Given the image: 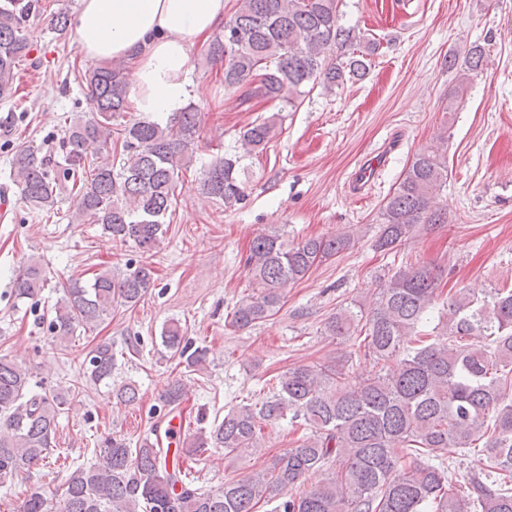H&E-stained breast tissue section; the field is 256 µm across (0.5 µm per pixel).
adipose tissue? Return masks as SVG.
<instances>
[{
  "instance_id": "adipose-tissue-1",
  "label": "adipose tissue",
  "mask_w": 512,
  "mask_h": 512,
  "mask_svg": "<svg viewBox=\"0 0 512 512\" xmlns=\"http://www.w3.org/2000/svg\"><path fill=\"white\" fill-rule=\"evenodd\" d=\"M74 33L89 60L133 58L129 98L160 122L188 97L194 40L223 26L226 0H80Z\"/></svg>"
}]
</instances>
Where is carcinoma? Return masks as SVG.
I'll use <instances>...</instances> for the list:
<instances>
[{
	"label": "carcinoma",
	"mask_w": 512,
	"mask_h": 512,
	"mask_svg": "<svg viewBox=\"0 0 512 512\" xmlns=\"http://www.w3.org/2000/svg\"><path fill=\"white\" fill-rule=\"evenodd\" d=\"M38 8L39 0L0 5V100L15 93L17 66L29 52L25 21ZM340 20L338 0H237L207 57L224 66L225 91L245 86L248 100L293 108L309 85L331 92L364 76V55ZM338 46L346 50L339 59L333 57ZM484 58L485 48L474 45L463 64L450 58L448 68L461 67L465 81L480 73ZM126 70L114 60L86 70L92 116L65 124L60 157L32 144L16 149L11 175L30 210L50 213L68 190L76 200L71 221L100 224L112 240L149 252L167 232L164 219L175 202L179 172L192 166L198 110L189 104L165 124H124L121 164L114 167L112 126L129 109ZM282 122L279 111L252 122L239 139L243 152L262 153ZM89 141L106 149L88 166L82 149ZM239 162L236 155H222L203 171L204 194L226 208L245 198ZM447 180L448 166L437 153L417 154L382 212L375 248L396 252L416 228L445 223L432 200ZM352 243L349 234L296 244L277 231L256 236L245 269L257 293L233 309L229 326L243 330L265 321L280 309L288 285ZM153 284L148 264L76 279L61 287L49 331L66 349L77 329L93 330L115 305H137ZM46 286L42 263L32 256L16 273L12 292L32 299ZM439 287L434 269L410 263L391 275L368 314L342 307L329 317L325 334L336 340L364 333L374 373L356 375L342 363L290 368L272 395L228 410L211 428L202 426L205 413L199 412L198 428L175 449L155 427L135 444L107 438L99 448L106 466H76L57 501L33 491L20 512H257L277 496L279 512H512V290L498 288L480 299L462 288L441 302ZM436 307L438 323L420 333ZM161 341L188 371L208 369V350L185 340L179 322L164 325ZM115 365L112 342L97 343L85 358L87 381L112 379ZM186 393L183 381L172 383L163 406L182 413ZM68 401L59 392L31 393L25 369L0 358L1 476L29 469L54 447ZM286 419L302 421L311 434L270 464L218 489L189 480L187 461L209 448L226 455L256 452L263 447L262 424ZM451 447L478 455L458 487L442 455ZM395 448L409 452L398 457ZM322 466L334 468L329 482L293 494L308 472Z\"/></svg>",
	"instance_id": "carcinoma-1"
}]
</instances>
